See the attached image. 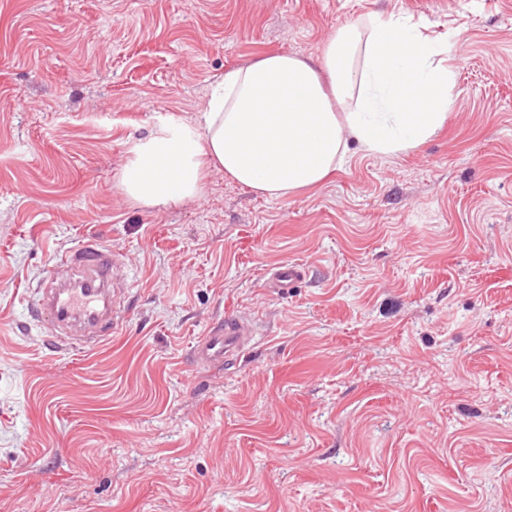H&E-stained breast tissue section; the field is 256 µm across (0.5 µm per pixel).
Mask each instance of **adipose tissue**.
I'll use <instances>...</instances> for the list:
<instances>
[{"mask_svg":"<svg viewBox=\"0 0 512 512\" xmlns=\"http://www.w3.org/2000/svg\"><path fill=\"white\" fill-rule=\"evenodd\" d=\"M447 46L394 14L347 24L318 60L278 52L226 71L198 126L164 123L138 141L119 187L146 208L202 196L207 169L269 199L321 184L352 148L406 154L432 137L453 105Z\"/></svg>","mask_w":512,"mask_h":512,"instance_id":"1","label":"adipose tissue"}]
</instances>
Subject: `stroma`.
Masks as SVG:
<instances>
[{"label":"stroma","instance_id":"stroma-1","mask_svg":"<svg viewBox=\"0 0 512 512\" xmlns=\"http://www.w3.org/2000/svg\"><path fill=\"white\" fill-rule=\"evenodd\" d=\"M380 13L459 35L416 150L281 199L122 193L216 77ZM89 240L127 321L64 350L27 302ZM227 316L242 356L192 365ZM0 512H512V0H0Z\"/></svg>","mask_w":512,"mask_h":512}]
</instances>
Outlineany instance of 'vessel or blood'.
<instances>
[{
    "mask_svg": "<svg viewBox=\"0 0 512 512\" xmlns=\"http://www.w3.org/2000/svg\"><path fill=\"white\" fill-rule=\"evenodd\" d=\"M55 265L57 271L66 270V277L57 271L50 274L37 290L31 310L48 316L57 342L90 348L122 328L129 283L121 254L87 242L59 257ZM251 336L248 319L225 318L197 341L192 360L199 366L230 364Z\"/></svg>",
    "mask_w": 512,
    "mask_h": 512,
    "instance_id": "vessel-or-blood-1",
    "label": "vessel or blood"
}]
</instances>
